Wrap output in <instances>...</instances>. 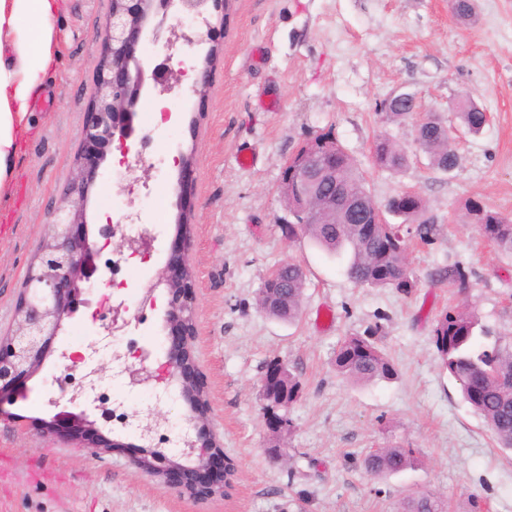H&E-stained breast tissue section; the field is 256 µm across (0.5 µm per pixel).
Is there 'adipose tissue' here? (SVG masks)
Listing matches in <instances>:
<instances>
[{
	"mask_svg": "<svg viewBox=\"0 0 512 512\" xmlns=\"http://www.w3.org/2000/svg\"><path fill=\"white\" fill-rule=\"evenodd\" d=\"M58 0H0V199L9 198L29 102L56 60Z\"/></svg>",
	"mask_w": 512,
	"mask_h": 512,
	"instance_id": "obj_1",
	"label": "adipose tissue"
}]
</instances>
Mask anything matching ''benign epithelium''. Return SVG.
Here are the masks:
<instances>
[{
    "label": "benign epithelium",
    "instance_id": "benign-epithelium-1",
    "mask_svg": "<svg viewBox=\"0 0 512 512\" xmlns=\"http://www.w3.org/2000/svg\"><path fill=\"white\" fill-rule=\"evenodd\" d=\"M191 14L212 28L211 9L218 0H111L104 23L105 37L96 71L95 90L84 121L81 146L74 157L71 178L53 212L48 233L39 242L33 261L16 300L14 315L7 333L0 336V401L15 390L18 382L34 376L44 365L47 348L60 333L66 319L73 317L84 300V285L92 282L99 271L103 247L91 239L88 208L90 188L107 159L108 148L118 143L119 151L130 152L128 141L134 138L135 108L147 95L149 86L166 82L167 68L162 64L147 70L140 51L146 42L157 41L158 16L171 9ZM336 150L308 146L290 158L284 168L281 193L291 199L302 216L303 224H320L324 215L336 210L357 213L368 206L365 199L343 192L336 181L333 155ZM195 165L193 153L178 159L176 183V233L181 252L180 264L162 267L148 286L150 292L166 288L167 327L180 336L169 349V359L162 377L146 367L129 371L131 383L143 385L157 378L181 386V394L193 413L192 429L207 425L204 413V386L195 371L190 343L195 336L194 276L189 260L192 248L191 210L185 198L191 190ZM65 433L76 445L88 444V434L96 430V421L86 412L61 414ZM185 447L194 460L181 462L186 453L170 456L146 447L133 459L134 467L161 478L163 483L181 493L197 497L223 494L231 486L229 469H224V483L201 486L194 474L224 460L216 442L198 444L186 433Z\"/></svg>",
    "mask_w": 512,
    "mask_h": 512
}]
</instances>
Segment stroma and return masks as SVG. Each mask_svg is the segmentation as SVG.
Returning <instances> with one entry per match:
<instances>
[{
  "label": "stroma",
  "mask_w": 512,
  "mask_h": 512,
  "mask_svg": "<svg viewBox=\"0 0 512 512\" xmlns=\"http://www.w3.org/2000/svg\"><path fill=\"white\" fill-rule=\"evenodd\" d=\"M110 0H61L55 20L58 61L30 106L31 127L0 202V334L40 239L48 229L79 149L93 96ZM144 52L168 62L165 86L142 99L136 128H149L163 168L128 184L107 158L90 192L91 230L141 212L148 253L127 288L154 278L171 257L179 151L195 149L191 263L196 338L191 355L205 386L209 432L234 468L227 495L196 498L131 464L144 443L114 432L118 448L93 451L49 429L71 405L59 385L76 329L103 335L110 310L104 288L65 320L43 368L27 380L0 418V512H400L430 494L451 512H512V450L496 447L482 419L443 370L432 334L448 307L467 303L494 336L512 337V257L499 253L465 218L479 199L512 220V0H475L472 19H457L448 0H232L210 31L168 16L158 43ZM211 55L205 95L193 70ZM414 97L417 113L386 120L390 97ZM490 116L476 135L456 114L463 95ZM153 113L143 123L142 113ZM446 125L459 155L452 172L419 148L416 122ZM336 138L366 178L377 203L405 190L418 194L435 221L430 241L410 237L408 260L418 285L409 295L347 278L346 256L322 252L305 234L289 236L280 193L285 163L307 140ZM407 156L393 173L374 161L378 136ZM256 162L245 166L241 153ZM295 260L306 271L302 314L294 323L257 305L268 271ZM461 264L469 288L437 280ZM166 294L157 290L136 331L155 349L161 371L170 348ZM381 325L379 346L393 360L390 381L350 382L331 364L338 343ZM285 363L301 391L288 408L291 433L274 447L262 418L261 380L268 362ZM415 449L417 467L383 477L363 466L374 449Z\"/></svg>",
  "instance_id": "1"
}]
</instances>
